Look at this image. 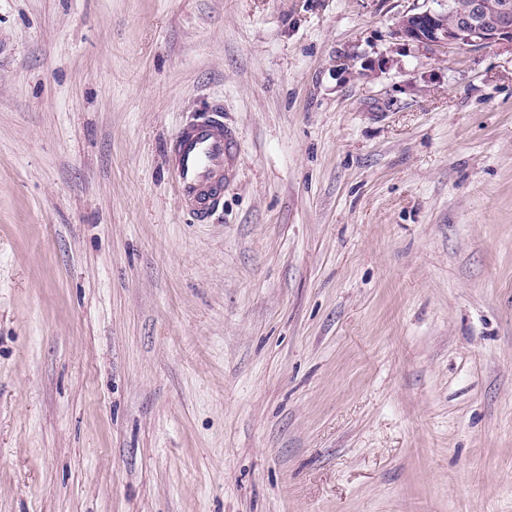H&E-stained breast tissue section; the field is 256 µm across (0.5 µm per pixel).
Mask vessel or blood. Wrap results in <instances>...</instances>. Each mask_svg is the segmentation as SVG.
<instances>
[{
    "instance_id": "b4317fda",
    "label": "vessel or blood",
    "mask_w": 512,
    "mask_h": 512,
    "mask_svg": "<svg viewBox=\"0 0 512 512\" xmlns=\"http://www.w3.org/2000/svg\"><path fill=\"white\" fill-rule=\"evenodd\" d=\"M172 177L180 202L197 221H209L221 205L224 181L239 151L236 136L224 125L215 104L182 123L169 141Z\"/></svg>"
}]
</instances>
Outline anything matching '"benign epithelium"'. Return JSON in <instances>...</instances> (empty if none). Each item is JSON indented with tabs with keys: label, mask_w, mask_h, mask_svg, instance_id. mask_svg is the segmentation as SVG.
Returning <instances> with one entry per match:
<instances>
[{
	"label": "benign epithelium",
	"mask_w": 512,
	"mask_h": 512,
	"mask_svg": "<svg viewBox=\"0 0 512 512\" xmlns=\"http://www.w3.org/2000/svg\"><path fill=\"white\" fill-rule=\"evenodd\" d=\"M393 35L405 42L435 52L457 45L484 47L488 44L512 47V0H467L459 10L427 8L399 17Z\"/></svg>",
	"instance_id": "7a95c632"
}]
</instances>
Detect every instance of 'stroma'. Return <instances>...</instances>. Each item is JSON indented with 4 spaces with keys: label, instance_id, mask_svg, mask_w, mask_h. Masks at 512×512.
<instances>
[{
    "label": "stroma",
    "instance_id": "stroma-1",
    "mask_svg": "<svg viewBox=\"0 0 512 512\" xmlns=\"http://www.w3.org/2000/svg\"><path fill=\"white\" fill-rule=\"evenodd\" d=\"M435 5L0 0V512H512V49ZM451 1L465 6L455 12ZM443 10L427 8L399 17L393 35L405 42L435 52H448L457 45L512 48V0H451ZM453 19L448 22V14ZM223 108L213 104L176 128L169 141L172 177L180 202L198 222H208L221 205L224 181L239 151L224 126Z\"/></svg>",
    "mask_w": 512,
    "mask_h": 512
}]
</instances>
